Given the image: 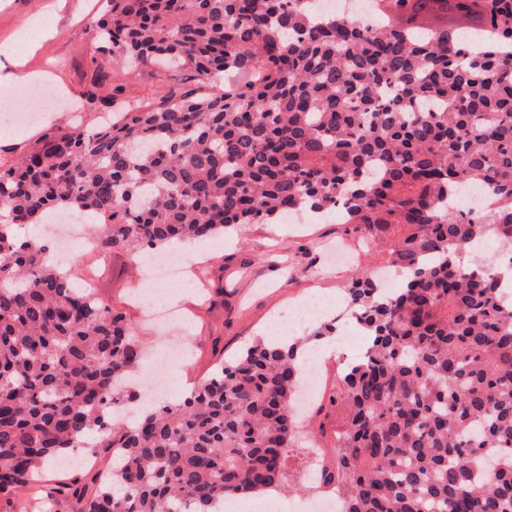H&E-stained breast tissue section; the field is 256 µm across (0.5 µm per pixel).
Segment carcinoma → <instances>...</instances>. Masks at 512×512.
Returning <instances> with one entry per match:
<instances>
[{"label":"carcinoma","mask_w":512,"mask_h":512,"mask_svg":"<svg viewBox=\"0 0 512 512\" xmlns=\"http://www.w3.org/2000/svg\"><path fill=\"white\" fill-rule=\"evenodd\" d=\"M94 37L110 60L185 67L209 88L93 128L51 129L0 168V501L58 495L80 512H208L218 500L292 488L300 378L295 346L257 341L191 393L118 414L145 353L132 323L88 303L25 225L68 211L99 225L107 256L205 243L235 224L341 205L361 242L404 272L384 293L347 286L367 337L337 371L344 408L321 477L342 512H512V304L497 265L458 256L486 236L512 255V0L473 23L397 26L432 0H374L381 21L319 19L298 0H107ZM235 77L224 87L215 75ZM86 99L113 110L120 89ZM495 196L477 221L458 189ZM404 233L388 238L391 229ZM105 438L112 469L48 483L53 458Z\"/></svg>","instance_id":"carcinoma-1"}]
</instances>
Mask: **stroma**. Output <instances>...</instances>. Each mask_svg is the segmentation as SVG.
<instances>
[{"instance_id": "obj_1", "label": "stroma", "mask_w": 512, "mask_h": 512, "mask_svg": "<svg viewBox=\"0 0 512 512\" xmlns=\"http://www.w3.org/2000/svg\"><path fill=\"white\" fill-rule=\"evenodd\" d=\"M50 2L0 0V47L13 45L20 21L46 11ZM104 8L103 0H66L55 35L37 39L23 50L26 69H48L53 84L76 97L89 87L91 73L100 62L108 73L107 87H120L125 97L137 102L157 100L178 83V72L151 74L109 64L93 41V26ZM348 242L343 225L333 221L234 225L222 238L204 246L178 248L188 268L200 270L203 291L199 294L179 283H150L145 272L136 270L121 251L102 263L94 254L77 252L71 262L79 271H95L101 299L131 320L147 352L161 353L170 343L187 350V362L171 374V395L176 398L209 375L216 363L235 358L252 341L266 337L275 321L287 319L313 295L346 303L344 288L355 267L374 270L386 262L381 247L359 255L355 262H343L340 253ZM149 287L188 312L185 328L148 318L134 296ZM335 394L336 372L330 369L302 425L325 448L335 442L336 421L325 418L323 409Z\"/></svg>"}]
</instances>
